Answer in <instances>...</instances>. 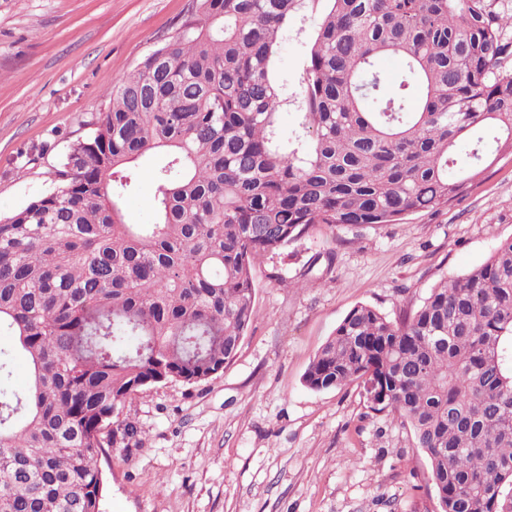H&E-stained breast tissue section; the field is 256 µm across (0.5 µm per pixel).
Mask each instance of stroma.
<instances>
[{"mask_svg": "<svg viewBox=\"0 0 512 512\" xmlns=\"http://www.w3.org/2000/svg\"><path fill=\"white\" fill-rule=\"evenodd\" d=\"M192 7L0 0V217L52 189L70 146L108 109L113 82L173 40ZM329 7L304 4L275 48L283 134L298 124L310 47ZM162 161L140 160L126 223L151 218ZM510 238L506 153L448 207L378 230L320 224L258 260L253 320L223 372L160 385L126 404L123 416L144 444L101 458V512H437L408 430L370 411L360 385L314 391L303 374L353 307L397 317Z\"/></svg>", "mask_w": 512, "mask_h": 512, "instance_id": "1", "label": "stroma"}]
</instances>
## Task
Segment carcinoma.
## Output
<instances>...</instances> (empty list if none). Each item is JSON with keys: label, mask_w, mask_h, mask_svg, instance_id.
Returning a JSON list of instances; mask_svg holds the SVG:
<instances>
[{"label": "carcinoma", "mask_w": 512, "mask_h": 512, "mask_svg": "<svg viewBox=\"0 0 512 512\" xmlns=\"http://www.w3.org/2000/svg\"><path fill=\"white\" fill-rule=\"evenodd\" d=\"M304 0H196L178 36L116 81L54 188L0 218V512H100L119 419L158 384L206 381L254 311L253 267L316 224L439 210L512 153V0H330L298 129L271 76ZM398 55L389 78L379 60ZM470 149L460 152V139ZM157 153L154 217L128 224L131 163ZM512 239L395 319L352 308L303 376L363 384L407 427L439 512H512Z\"/></svg>", "instance_id": "carcinoma-1"}]
</instances>
